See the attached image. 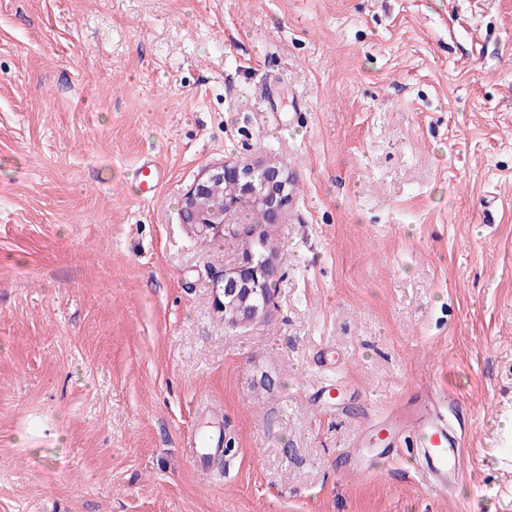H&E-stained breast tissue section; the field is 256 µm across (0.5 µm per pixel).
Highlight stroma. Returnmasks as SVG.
<instances>
[{"label":"stroma","instance_id":"obj_1","mask_svg":"<svg viewBox=\"0 0 512 512\" xmlns=\"http://www.w3.org/2000/svg\"><path fill=\"white\" fill-rule=\"evenodd\" d=\"M270 157L285 223L183 224ZM422 404L444 491L368 431ZM0 512H512V0H0ZM264 270H272L267 258L250 253L245 256L242 265L224 273V278L216 282L217 302L220 309H224V318L229 322L236 323L241 316L257 317L269 306L270 303L263 309L251 302L259 296L267 302L269 295L271 301L270 281ZM218 290L221 292L218 293ZM221 294L224 301L220 299ZM230 311L233 312L232 317L228 316ZM202 430L198 431L195 430L190 435V444L191 448H197V454L200 458H203L204 455L210 454L211 452H218L219 448L222 446L221 444V432L213 430V429H206L204 430L206 432L205 435H201L200 432Z\"/></svg>","mask_w":512,"mask_h":512}]
</instances>
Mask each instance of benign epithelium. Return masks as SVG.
<instances>
[{
    "label": "benign epithelium",
    "instance_id": "benign-epithelium-1",
    "mask_svg": "<svg viewBox=\"0 0 512 512\" xmlns=\"http://www.w3.org/2000/svg\"><path fill=\"white\" fill-rule=\"evenodd\" d=\"M290 174L273 162L262 165L251 163L224 162L200 177L185 195L181 216L201 236L222 237L233 232L230 216L237 210L254 208L264 216L266 224H281L285 220V207L288 202ZM228 184L234 194L224 199V205L215 209L210 206L215 185ZM272 269L267 258L248 254L243 264L224 274L216 282L222 300L218 301L224 314L236 323L242 316H257L262 308L252 304L261 296L269 298L270 281L265 271Z\"/></svg>",
    "mask_w": 512,
    "mask_h": 512
}]
</instances>
